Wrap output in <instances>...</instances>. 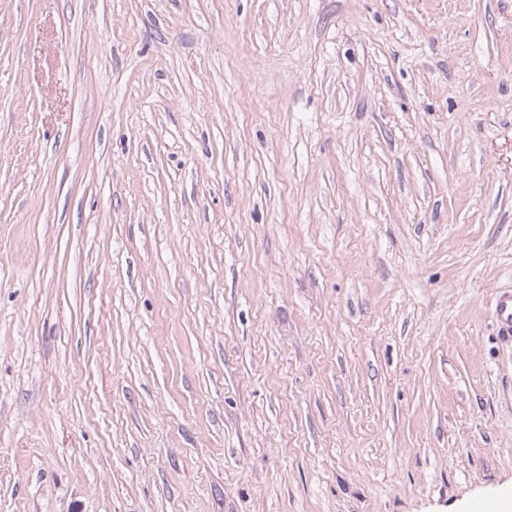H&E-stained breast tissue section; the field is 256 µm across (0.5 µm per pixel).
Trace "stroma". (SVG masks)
Wrapping results in <instances>:
<instances>
[{"label":"stroma","mask_w":512,"mask_h":512,"mask_svg":"<svg viewBox=\"0 0 512 512\" xmlns=\"http://www.w3.org/2000/svg\"><path fill=\"white\" fill-rule=\"evenodd\" d=\"M512 0H0V512L512 499ZM493 312L502 336L512 340V293L500 294L495 300Z\"/></svg>","instance_id":"obj_1"}]
</instances>
